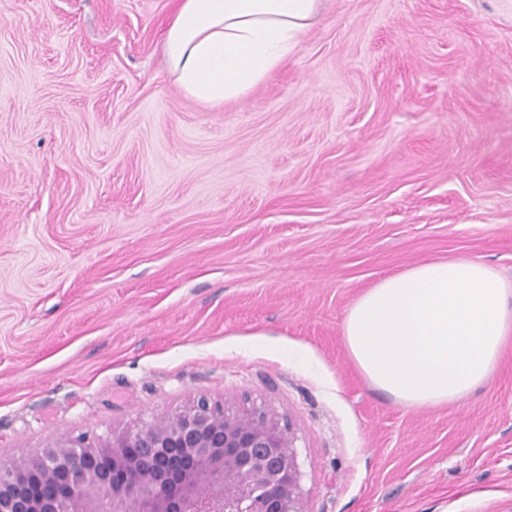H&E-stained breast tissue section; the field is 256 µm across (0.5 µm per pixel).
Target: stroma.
I'll return each mask as SVG.
<instances>
[{
    "mask_svg": "<svg viewBox=\"0 0 512 512\" xmlns=\"http://www.w3.org/2000/svg\"><path fill=\"white\" fill-rule=\"evenodd\" d=\"M173 0H0V460L205 395L297 438L307 512H512V338L416 409L342 336L380 278L512 280V0H323L295 52L207 107Z\"/></svg>",
    "mask_w": 512,
    "mask_h": 512,
    "instance_id": "stroma-1",
    "label": "stroma"
}]
</instances>
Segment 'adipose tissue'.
<instances>
[{"label":"adipose tissue","instance_id":"adipose-tissue-1","mask_svg":"<svg viewBox=\"0 0 512 512\" xmlns=\"http://www.w3.org/2000/svg\"><path fill=\"white\" fill-rule=\"evenodd\" d=\"M321 0H176L163 50L195 101L241 99L297 48ZM366 382L411 407L454 404L490 379L512 336V283L482 262L421 263L379 279L342 326Z\"/></svg>","mask_w":512,"mask_h":512}]
</instances>
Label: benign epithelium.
<instances>
[{
  "label": "benign epithelium",
  "instance_id": "obj_1",
  "mask_svg": "<svg viewBox=\"0 0 512 512\" xmlns=\"http://www.w3.org/2000/svg\"><path fill=\"white\" fill-rule=\"evenodd\" d=\"M295 436L255 402L194 399L0 464V512H306Z\"/></svg>",
  "mask_w": 512,
  "mask_h": 512
}]
</instances>
